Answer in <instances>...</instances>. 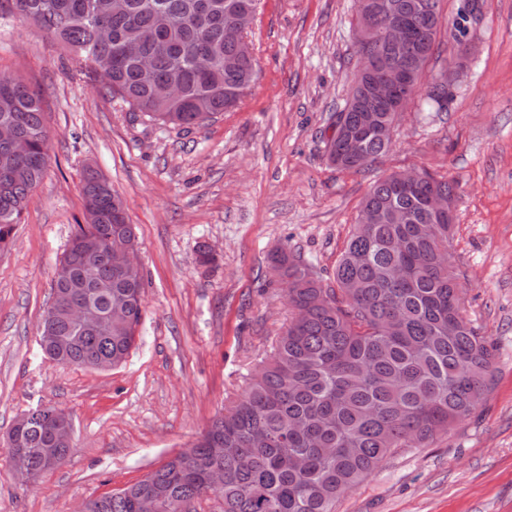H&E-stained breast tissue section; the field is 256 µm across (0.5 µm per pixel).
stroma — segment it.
<instances>
[{
	"label": "stroma",
	"instance_id": "obj_1",
	"mask_svg": "<svg viewBox=\"0 0 512 512\" xmlns=\"http://www.w3.org/2000/svg\"><path fill=\"white\" fill-rule=\"evenodd\" d=\"M442 27L389 152L339 171L325 142L355 79L356 0H260L248 31L258 77L237 108L191 129L154 124L106 95L34 22L0 13V75L42 98L50 159L0 251V512H76L187 448L241 394L289 317L266 287L285 246L326 285L369 185L425 169L458 184L450 240L466 313L496 346L484 406L428 448L394 455L336 512H512V0H442ZM448 78V100L426 89ZM97 170L137 227L143 318L126 361L57 364L39 344L52 279L84 221ZM216 266L195 263L198 243ZM73 421L66 461L22 480L3 442L26 411Z\"/></svg>",
	"mask_w": 512,
	"mask_h": 512
}]
</instances>
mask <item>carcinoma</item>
<instances>
[{
    "label": "carcinoma",
    "instance_id": "cac0c4a2",
    "mask_svg": "<svg viewBox=\"0 0 512 512\" xmlns=\"http://www.w3.org/2000/svg\"><path fill=\"white\" fill-rule=\"evenodd\" d=\"M407 21L412 40L390 47L378 38L356 44V53L384 57L421 83L434 50L440 0H382ZM257 0H0V12L30 20L57 39L82 64L96 70L101 87L150 121L183 128L234 109L250 88L257 60L247 35L235 26ZM169 28L151 40L158 9ZM111 32L100 40L101 29ZM137 43L153 59L142 69L123 51ZM105 62L103 70L96 64ZM332 116L328 155L334 166L358 170L375 163L391 143L381 130L395 109L371 97ZM26 141L20 158L0 139V249L9 245L29 194L43 179L49 140L42 102L20 78H0V133ZM401 191L394 174L373 181L336 265V287L288 249L268 258L270 281L287 290L291 318L273 354L260 362L248 390L216 416L188 448L148 479L105 496L97 512H136L142 496L160 501V512H191L217 500L221 512H335L336 501L402 448H426L475 413L494 383L493 343L473 325L459 296L449 244L453 225L433 222L428 201L454 203L457 182L423 172ZM86 171L85 223L77 225L56 268L52 312L43 316V352L63 365L95 369L107 359L123 363L143 317L141 268L115 273L108 250L138 245L136 226L122 200ZM89 305L94 326L73 323L66 307ZM47 408L28 411L21 459L43 473L41 449L50 447ZM224 482L214 491L208 475Z\"/></svg>",
    "mask_w": 512,
    "mask_h": 512
}]
</instances>
